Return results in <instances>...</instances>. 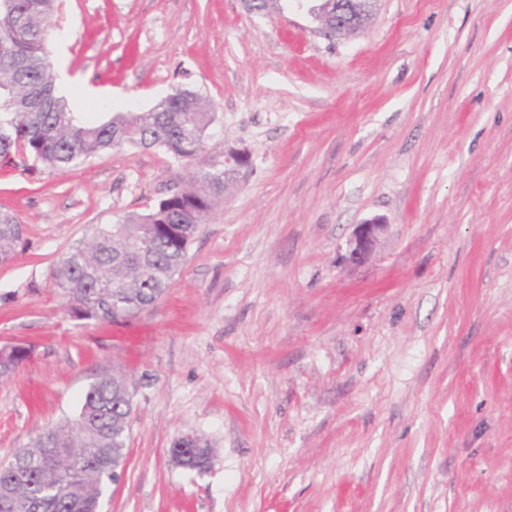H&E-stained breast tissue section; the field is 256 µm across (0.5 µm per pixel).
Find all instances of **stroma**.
<instances>
[{
  "mask_svg": "<svg viewBox=\"0 0 512 512\" xmlns=\"http://www.w3.org/2000/svg\"><path fill=\"white\" fill-rule=\"evenodd\" d=\"M52 68L83 111L176 89L252 153L165 294L71 319L51 272L185 179L162 151L0 175V461L120 372L130 453L102 512H512V0H380L326 38L291 0H57ZM387 234L346 262L356 224ZM209 462H171L185 437ZM23 229L17 216L9 210H0V265L13 263L22 251ZM3 354L9 351L1 360L0 355V377H9L20 365L26 362L31 356V348L23 345L1 347ZM0 349V350H1Z\"/></svg>",
  "mask_w": 512,
  "mask_h": 512,
  "instance_id": "stroma-1",
  "label": "stroma"
}]
</instances>
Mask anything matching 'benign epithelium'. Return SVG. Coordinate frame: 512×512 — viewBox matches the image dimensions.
<instances>
[{"instance_id":"1","label":"benign epithelium","mask_w":512,"mask_h":512,"mask_svg":"<svg viewBox=\"0 0 512 512\" xmlns=\"http://www.w3.org/2000/svg\"><path fill=\"white\" fill-rule=\"evenodd\" d=\"M380 0H297V7L322 24L321 30L328 35L355 34L365 29ZM224 153V177L236 182L250 171L252 157L243 148L226 147ZM388 229L380 218L366 220L355 226L348 243L347 259L359 264L379 246Z\"/></svg>"}]
</instances>
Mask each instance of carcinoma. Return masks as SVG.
<instances>
[{
  "mask_svg": "<svg viewBox=\"0 0 512 512\" xmlns=\"http://www.w3.org/2000/svg\"><path fill=\"white\" fill-rule=\"evenodd\" d=\"M54 11L55 0H0V169L64 170L114 148H157L188 167L185 186L147 213L104 226L52 272L71 317L112 322L136 315L169 288L189 242L224 199V161L201 159L215 113L191 91L176 89L146 112H109L97 122L70 111L57 95L41 33ZM22 235L17 216L1 209L0 265L22 254ZM30 356L29 347H10L0 377ZM131 411L121 375L90 384L74 421L36 434L0 466V512H98L128 454ZM75 460L80 475L70 481Z\"/></svg>",
  "mask_w": 512,
  "mask_h": 512,
  "instance_id": "obj_1",
  "label": "carcinoma"
}]
</instances>
